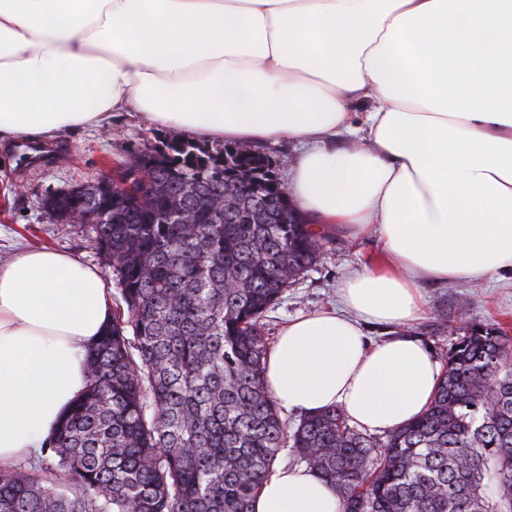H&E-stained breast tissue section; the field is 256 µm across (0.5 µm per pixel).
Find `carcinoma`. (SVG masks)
<instances>
[{
  "label": "carcinoma",
  "mask_w": 512,
  "mask_h": 512,
  "mask_svg": "<svg viewBox=\"0 0 512 512\" xmlns=\"http://www.w3.org/2000/svg\"><path fill=\"white\" fill-rule=\"evenodd\" d=\"M271 162L170 140L115 181L56 193L119 299L87 353V388L27 467L0 469V512H251L282 448L342 512H512V336L473 324L435 397L384 436L333 407L283 417L264 384L267 313L319 257V233ZM191 224H170L175 211Z\"/></svg>",
  "instance_id": "obj_1"
}]
</instances>
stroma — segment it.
Returning a JSON list of instances; mask_svg holds the SVG:
<instances>
[{
  "mask_svg": "<svg viewBox=\"0 0 512 512\" xmlns=\"http://www.w3.org/2000/svg\"><path fill=\"white\" fill-rule=\"evenodd\" d=\"M176 130L125 118L111 129L87 128L41 145L38 156L18 144H0V260L23 248H56L82 262L103 268L104 262L84 225L57 220L43 199L71 186L112 172L117 163L175 138ZM322 255L304 278L290 286L269 313L270 338L290 318L337 305L338 286L351 272L370 265L379 244L374 235L352 237L339 228L322 230ZM426 314L413 325H370L373 340L407 334L445 353L471 324L499 325L512 331V277L479 283H435L424 286Z\"/></svg>",
  "mask_w": 512,
  "mask_h": 512,
  "instance_id": "35a3bbf8",
  "label": "stroma"
}]
</instances>
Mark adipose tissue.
Here are the masks:
<instances>
[{
    "label": "adipose tissue",
    "mask_w": 512,
    "mask_h": 512,
    "mask_svg": "<svg viewBox=\"0 0 512 512\" xmlns=\"http://www.w3.org/2000/svg\"><path fill=\"white\" fill-rule=\"evenodd\" d=\"M360 136L340 144L357 105ZM135 113L248 146L288 140L297 207L374 234L340 305L288 322L265 384L286 409L341 407L390 431L442 373L412 336L426 281L512 270V0H0V141H57ZM112 317L104 274L57 249L0 263V468L40 453L83 395ZM252 512H342L307 466L277 468Z\"/></svg>",
    "instance_id": "obj_1"
}]
</instances>
